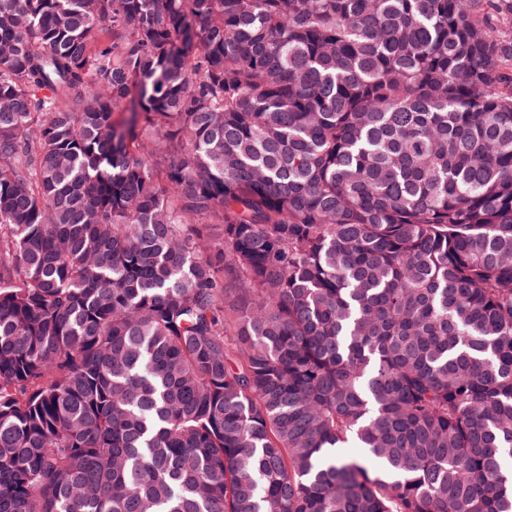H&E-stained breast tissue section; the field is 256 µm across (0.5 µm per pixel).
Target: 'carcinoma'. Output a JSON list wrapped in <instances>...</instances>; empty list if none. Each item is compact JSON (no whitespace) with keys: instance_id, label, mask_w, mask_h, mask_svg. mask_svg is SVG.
<instances>
[{"instance_id":"1","label":"carcinoma","mask_w":512,"mask_h":512,"mask_svg":"<svg viewBox=\"0 0 512 512\" xmlns=\"http://www.w3.org/2000/svg\"><path fill=\"white\" fill-rule=\"evenodd\" d=\"M504 26L0 0V512H512Z\"/></svg>"}]
</instances>
